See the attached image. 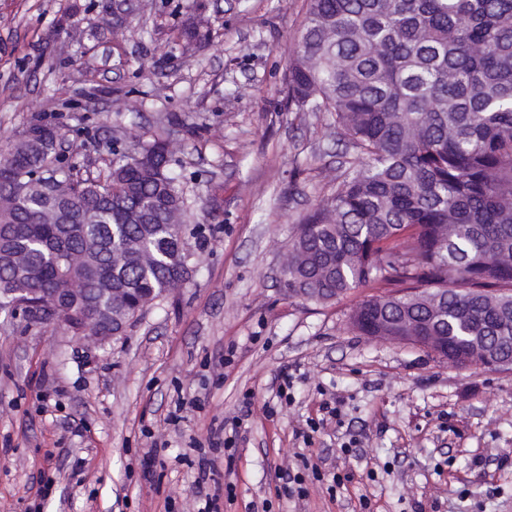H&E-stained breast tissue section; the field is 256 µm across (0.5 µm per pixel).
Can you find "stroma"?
I'll return each mask as SVG.
<instances>
[{"label": "stroma", "mask_w": 512, "mask_h": 512, "mask_svg": "<svg viewBox=\"0 0 512 512\" xmlns=\"http://www.w3.org/2000/svg\"><path fill=\"white\" fill-rule=\"evenodd\" d=\"M306 9L0 0V150L42 118L66 132L64 165L98 176L112 147L169 128L193 266L102 344L0 314V512H200L211 495L219 512H512V370L360 335L349 313L373 289L320 305L281 286L292 228L340 162L325 116L287 102ZM201 18L206 39L185 43ZM180 395L192 404L168 421ZM233 417L228 457L211 444ZM296 473L305 496H277Z\"/></svg>", "instance_id": "stroma-1"}]
</instances>
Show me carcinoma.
<instances>
[{
	"label": "carcinoma",
	"mask_w": 512,
	"mask_h": 512,
	"mask_svg": "<svg viewBox=\"0 0 512 512\" xmlns=\"http://www.w3.org/2000/svg\"><path fill=\"white\" fill-rule=\"evenodd\" d=\"M287 94L351 149L295 228L288 296L385 288L387 318L450 350L512 355V0H308ZM167 140L81 177L61 166L60 130L32 120L0 152V305L48 293L74 335V317L99 310L108 336L112 315L186 284L188 204ZM351 328L376 336L380 320L363 311Z\"/></svg>",
	"instance_id": "carcinoma-1"
}]
</instances>
